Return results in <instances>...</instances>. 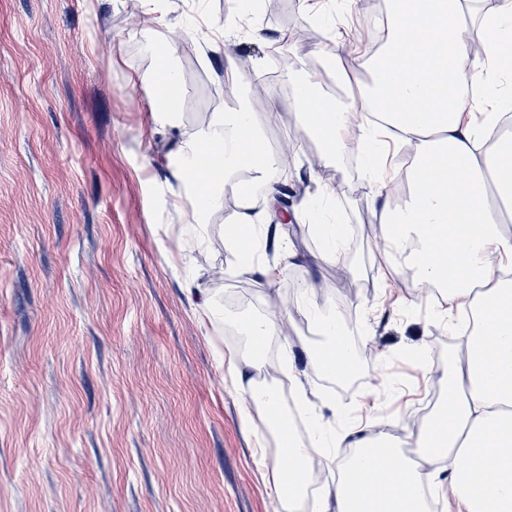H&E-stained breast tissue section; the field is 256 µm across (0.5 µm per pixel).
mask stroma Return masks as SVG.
Segmentation results:
<instances>
[{"instance_id": "stroma-1", "label": "stroma", "mask_w": 512, "mask_h": 512, "mask_svg": "<svg viewBox=\"0 0 512 512\" xmlns=\"http://www.w3.org/2000/svg\"><path fill=\"white\" fill-rule=\"evenodd\" d=\"M254 33L213 31L242 0H169L166 29L134 0H0V512H280L270 488L276 444L260 416L243 423V394L228 371L237 351L226 329L243 317L308 299L351 329L365 379L320 375L309 360L313 332L297 320L287 352L289 396L321 415L327 432L356 420L413 447L438 384L422 369L380 378L397 354L425 348L434 366L452 337L434 316L437 294L416 292L413 271L382 263L366 233L367 188L347 161L311 173L319 147L289 100L265 136L293 144L289 208L315 203L323 183L343 185L337 208L349 227L355 294L338 291L336 267H314L320 239L308 224L279 229L297 253L277 283L242 275L224 245L239 209L228 195L207 217V243L187 235L192 209L177 176L181 131L205 128L224 107V61L247 60L238 92L253 111V84L289 23L313 37L287 55L285 72L313 64L342 15L322 0L315 21L266 0ZM154 42L181 72L179 126L157 131L152 106ZM224 321H201L203 300Z\"/></svg>"}]
</instances>
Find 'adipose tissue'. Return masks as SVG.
<instances>
[{
  "mask_svg": "<svg viewBox=\"0 0 512 512\" xmlns=\"http://www.w3.org/2000/svg\"><path fill=\"white\" fill-rule=\"evenodd\" d=\"M473 0H386L381 47L359 56L340 41L331 55L344 64L345 96L324 90L317 73L299 69L291 104L306 135L323 139L313 159L320 168L357 149L371 177L367 203L379 254L401 252L415 269L417 288L433 287L445 301L438 318L462 313L468 325L448 353L447 365L417 362L436 379L442 399L415 426L417 459L369 426L338 434L336 447L353 449L341 478L317 502V512H427L424 488L448 495V512H512V225L502 212L512 201V138L497 135L512 112V0L486 12ZM369 69L370 83L360 80ZM249 103L236 100L199 132L180 136L179 177L190 188L191 241L204 245L208 212L225 194L242 204L224 239L240 258L238 270L275 280L280 271L251 258L248 235L258 223L247 186L264 191L273 210L278 156L262 152ZM410 156L393 176L383 174L381 136ZM400 197L390 206L391 197ZM298 313L315 329L314 367L341 378L355 368L341 319L314 303ZM245 345L229 362L244 382V408L257 410L278 430L279 451L270 484L284 512H297L310 459L323 453L322 433L302 440L282 431L284 413L274 392H257L252 373L264 366V340L287 330L282 313L237 323Z\"/></svg>",
  "mask_w": 512,
  "mask_h": 512,
  "instance_id": "obj_1",
  "label": "adipose tissue"
}]
</instances>
